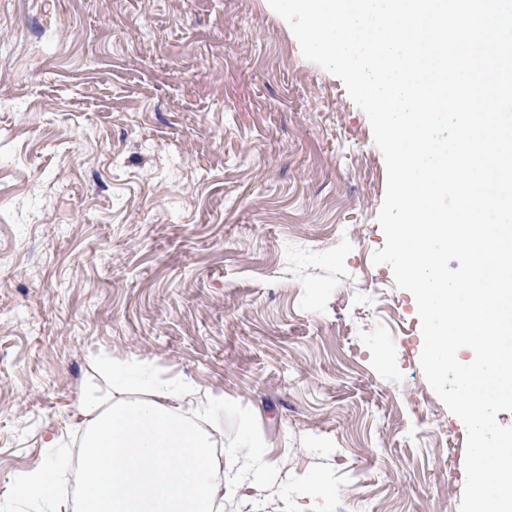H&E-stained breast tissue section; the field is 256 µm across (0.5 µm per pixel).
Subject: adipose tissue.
Instances as JSON below:
<instances>
[{
  "label": "adipose tissue",
  "instance_id": "obj_1",
  "mask_svg": "<svg viewBox=\"0 0 512 512\" xmlns=\"http://www.w3.org/2000/svg\"><path fill=\"white\" fill-rule=\"evenodd\" d=\"M94 370L102 384L87 385L74 406L78 453L50 449L0 495V512H224L241 483L279 484L249 419L225 443L222 393L145 359L102 354ZM225 455L237 469L224 468Z\"/></svg>",
  "mask_w": 512,
  "mask_h": 512
}]
</instances>
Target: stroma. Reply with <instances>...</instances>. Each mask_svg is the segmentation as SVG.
<instances>
[{
    "label": "stroma",
    "instance_id": "1",
    "mask_svg": "<svg viewBox=\"0 0 512 512\" xmlns=\"http://www.w3.org/2000/svg\"><path fill=\"white\" fill-rule=\"evenodd\" d=\"M385 192L268 0H0V494L108 353L223 392L225 441L254 418L293 492L224 512H301L320 475L322 512L459 506L465 426L372 261Z\"/></svg>",
    "mask_w": 512,
    "mask_h": 512
}]
</instances>
